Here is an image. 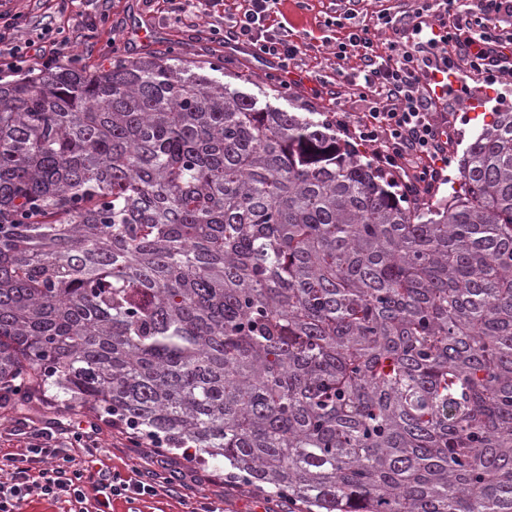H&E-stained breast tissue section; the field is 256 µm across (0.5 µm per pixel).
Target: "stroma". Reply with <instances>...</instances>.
I'll use <instances>...</instances> for the list:
<instances>
[{
  "label": "stroma",
  "mask_w": 512,
  "mask_h": 512,
  "mask_svg": "<svg viewBox=\"0 0 512 512\" xmlns=\"http://www.w3.org/2000/svg\"><path fill=\"white\" fill-rule=\"evenodd\" d=\"M89 13L95 14L97 28L90 39L75 44L74 53L80 54L86 64H104L113 51L131 57L145 56L164 51L170 44H177L184 60L207 63L224 58L225 76H238L252 82H264L272 72L271 61L254 58L246 49H225L209 34L208 24H201L199 31H177L162 17L160 10L147 5L145 0H89ZM346 0H285L284 14L294 40L303 42L306 53L305 68L313 75H328L321 98L308 94L306 86L291 87L285 95L268 93V102L287 112L301 115L310 112L344 111L351 114L363 112L364 104L350 96L346 80L357 74L361 63L358 58L345 61L341 74H333L334 58L331 46L342 33L327 28L328 15L344 12ZM454 114L452 138L448 144V173L456 175L458 161L466 145L482 128L485 114L492 111H512V78L492 88L470 82L464 93L448 97ZM83 407L70 404L65 395L55 399L32 398L28 402H12L0 409V456L14 452L20 441L18 428H53L63 447L73 457H80L82 443L73 435L72 427L83 415ZM147 438L132 440L127 430L105 422L101 425L99 446L103 463L125 477H136L145 472H158L162 476L180 472L184 478L172 481L168 493L136 500L130 503L115 502V512H191L197 500L203 497L216 501L224 512H290L288 503L279 496L248 489L237 482H228V471L223 461L200 463L184 449H170L165 466H158L147 448Z\"/></svg>",
  "instance_id": "1"
}]
</instances>
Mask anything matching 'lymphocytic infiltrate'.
I'll return each instance as SVG.
<instances>
[{
    "instance_id": "obj_1",
    "label": "lymphocytic infiltrate",
    "mask_w": 512,
    "mask_h": 512,
    "mask_svg": "<svg viewBox=\"0 0 512 512\" xmlns=\"http://www.w3.org/2000/svg\"><path fill=\"white\" fill-rule=\"evenodd\" d=\"M169 15L183 26L203 18L224 22V42L247 47L251 54L276 64L281 83L290 85L299 69L302 47L284 26L269 23L283 0H237L227 13L224 0H165ZM512 17V0H478L476 9L461 8L458 0H418L400 17L380 14L392 30L386 53H379L369 25L355 27L337 42V61L359 57L362 66L347 85L366 104L365 112L337 113L336 125L370 146L382 168L391 170L404 191L436 181L448 165L451 127L439 116L437 105L447 89H433L437 76L468 74L492 84L512 75V30L498 23ZM21 12L0 13V75L54 65L59 47H46L18 36ZM81 466H73L66 448L51 429L32 435L18 452L0 458V512H16L26 496L36 494L64 504V512H113L114 501L155 497L166 491L165 482L148 478L124 479L99 467L96 421H89Z\"/></svg>"
}]
</instances>
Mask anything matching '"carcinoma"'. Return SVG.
I'll list each match as a JSON object with an SVG mask.
<instances>
[{"label":"carcinoma","instance_id":"obj_1","mask_svg":"<svg viewBox=\"0 0 512 512\" xmlns=\"http://www.w3.org/2000/svg\"><path fill=\"white\" fill-rule=\"evenodd\" d=\"M448 185L172 57L0 82V389L305 512H512V112Z\"/></svg>","mask_w":512,"mask_h":512}]
</instances>
